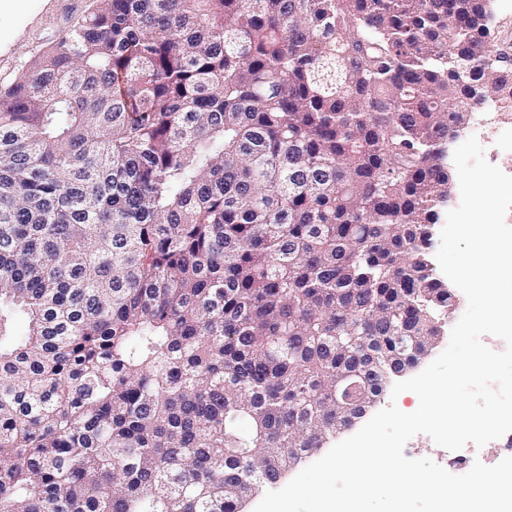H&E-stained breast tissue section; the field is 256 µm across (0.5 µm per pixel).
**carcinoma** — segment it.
I'll use <instances>...</instances> for the list:
<instances>
[{
    "mask_svg": "<svg viewBox=\"0 0 512 512\" xmlns=\"http://www.w3.org/2000/svg\"><path fill=\"white\" fill-rule=\"evenodd\" d=\"M490 2L93 0L0 90V512H241L418 363Z\"/></svg>",
    "mask_w": 512,
    "mask_h": 512,
    "instance_id": "obj_1",
    "label": "carcinoma"
}]
</instances>
